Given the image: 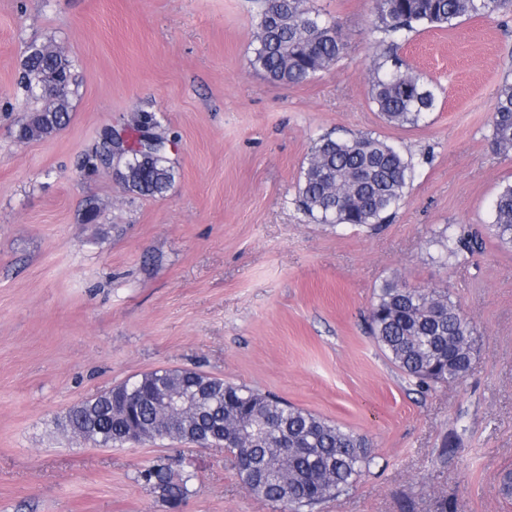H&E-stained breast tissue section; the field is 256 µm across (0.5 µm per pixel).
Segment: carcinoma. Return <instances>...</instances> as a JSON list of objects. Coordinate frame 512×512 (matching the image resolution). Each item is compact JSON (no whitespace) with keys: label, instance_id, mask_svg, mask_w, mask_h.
Listing matches in <instances>:
<instances>
[{"label":"carcinoma","instance_id":"1","mask_svg":"<svg viewBox=\"0 0 512 512\" xmlns=\"http://www.w3.org/2000/svg\"><path fill=\"white\" fill-rule=\"evenodd\" d=\"M512 15V0H375L372 32L386 44L370 67L371 99L390 123L417 126L436 109L434 89L397 55L396 39L428 25L455 27L472 18ZM340 25L307 6V0H262L256 20L251 66L279 84H297L332 68L343 51ZM71 62L48 45L30 43L20 63L18 85L26 96H51L55 81L70 86ZM69 119V103L57 98L30 114L18 129L21 141L59 131ZM492 143L503 156L512 154V82L496 94L491 118ZM133 155L128 189L143 197L162 198L175 179L166 154L150 161L136 157L140 137L127 140ZM412 165L396 148L371 135L319 138L302 166L298 203L321 224L374 227L386 224L405 198ZM488 231L512 247V185L496 195ZM457 256L483 249L479 231L460 228L439 240ZM370 333L379 348L415 385L430 389L462 378L471 365L473 327L448 293L405 288L385 281L376 289L370 310ZM133 414L144 440H187L216 425L222 434L209 439L230 455L252 448L256 465L237 463L240 481L279 512L314 508L349 488L372 461L363 435L274 396L226 382L192 369L156 370L137 378ZM201 393L197 414L172 425L155 395L168 389ZM73 437L109 448L125 445L129 426L114 409L112 394L69 410ZM137 480L169 507L194 492L197 474L183 461L161 457Z\"/></svg>","mask_w":512,"mask_h":512}]
</instances>
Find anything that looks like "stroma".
Here are the masks:
<instances>
[{
    "instance_id": "1",
    "label": "stroma",
    "mask_w": 512,
    "mask_h": 512,
    "mask_svg": "<svg viewBox=\"0 0 512 512\" xmlns=\"http://www.w3.org/2000/svg\"><path fill=\"white\" fill-rule=\"evenodd\" d=\"M309 5L340 24L344 52L307 82L275 84L250 64L257 0H0V512H174L137 479L160 456L198 475L175 512H275L223 449L105 448L63 427L73 406L177 368L368 438L375 465L312 512H512V248L490 237L463 259L435 243L491 224L512 183V156L491 143L512 25L472 19L402 40L437 106L398 127L370 99L374 0ZM32 42L64 54L79 86L68 124L28 142L16 131L38 104L17 77ZM147 113L175 171L161 199L84 165L105 127L130 137ZM354 133L414 168L375 230L314 222L297 202L313 143ZM386 280L459 305L474 337L463 379L421 391L377 346L367 318Z\"/></svg>"
}]
</instances>
